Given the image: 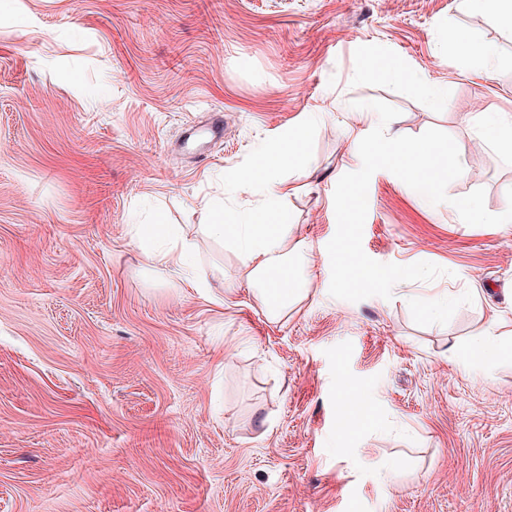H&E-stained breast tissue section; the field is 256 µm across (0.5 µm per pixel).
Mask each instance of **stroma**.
Returning a JSON list of instances; mask_svg holds the SVG:
<instances>
[{"label":"stroma","mask_w":512,"mask_h":512,"mask_svg":"<svg viewBox=\"0 0 512 512\" xmlns=\"http://www.w3.org/2000/svg\"><path fill=\"white\" fill-rule=\"evenodd\" d=\"M467 39L495 45L490 70ZM375 100L389 136L451 135L463 174L439 205L372 175L366 255L446 274L354 303L326 246ZM216 112L222 140L184 142ZM484 112L512 113V26L462 0H0V512H512V223L451 204H507ZM273 148L311 246L277 319L200 211L276 223L234 179ZM151 213L195 238L223 304L147 259ZM490 327L487 378L459 360Z\"/></svg>","instance_id":"35a3bbf8"}]
</instances>
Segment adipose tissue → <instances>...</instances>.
Instances as JSON below:
<instances>
[{"instance_id": "obj_1", "label": "adipose tissue", "mask_w": 512, "mask_h": 512, "mask_svg": "<svg viewBox=\"0 0 512 512\" xmlns=\"http://www.w3.org/2000/svg\"><path fill=\"white\" fill-rule=\"evenodd\" d=\"M282 166V156L273 151L268 154L261 169L238 172L236 179L244 185L261 186L265 207L274 211L281 198L290 192L289 185L281 175ZM212 218V223L204 227L205 233L217 240L230 239L241 260V277L245 284L252 288L272 318L284 315L292 288L282 273L287 270L290 260H306L309 244L301 239L289 240L288 224L284 221L270 232L264 225L252 223L245 215L229 227L224 224L223 213H213ZM137 235L140 242L146 245V255L152 265L180 277L183 287L208 295L215 303H223V295L212 292L206 280L188 277V270L197 262V245L180 226L157 221L141 225Z\"/></svg>"}]
</instances>
